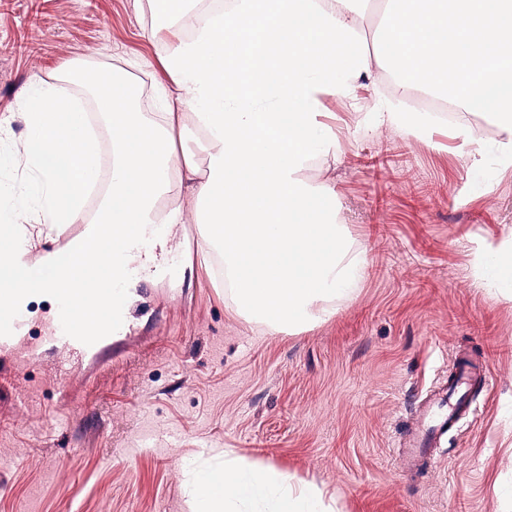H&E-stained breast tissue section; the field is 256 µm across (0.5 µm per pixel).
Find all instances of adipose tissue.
<instances>
[{"instance_id": "obj_1", "label": "adipose tissue", "mask_w": 512, "mask_h": 512, "mask_svg": "<svg viewBox=\"0 0 512 512\" xmlns=\"http://www.w3.org/2000/svg\"><path fill=\"white\" fill-rule=\"evenodd\" d=\"M367 2L231 0L201 13L196 0H146L159 20L152 36L168 39L163 109L140 111L124 72L96 74L107 168L76 97L34 81L27 135L10 160L28 172L31 199L0 194V309L20 316L34 297L61 299V317L86 334L106 332L128 295L129 268L156 277L193 224L203 263L223 261L240 313L272 331L331 316L360 261L335 212L299 177L336 153L335 129L318 121L322 95L349 98L385 65L401 91L441 92L490 117L512 161V0H388L374 56L355 21ZM75 224L82 230L69 236ZM213 455L217 464L186 476L190 512H323L318 486L225 449Z\"/></svg>"}]
</instances>
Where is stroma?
<instances>
[{
	"mask_svg": "<svg viewBox=\"0 0 512 512\" xmlns=\"http://www.w3.org/2000/svg\"><path fill=\"white\" fill-rule=\"evenodd\" d=\"M150 18L135 0H0V153L26 136L33 79L70 65L127 70L160 111ZM380 98L411 100L383 67L325 97L336 158L303 173L362 258L331 317L268 333L202 265L191 224L119 330L84 339L51 321L56 302L28 304L0 339V512H186L181 464L212 448L316 484L334 512H512V291L475 254L487 241L512 263V165L481 116L464 141L428 112L419 135L374 126ZM462 351L490 371L477 414L405 469L397 446Z\"/></svg>",
	"mask_w": 512,
	"mask_h": 512,
	"instance_id": "35a3bbf8",
	"label": "stroma"
}]
</instances>
